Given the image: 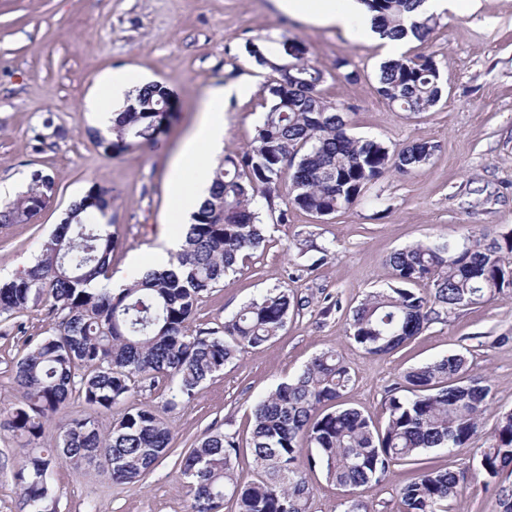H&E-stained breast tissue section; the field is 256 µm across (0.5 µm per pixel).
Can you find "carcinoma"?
I'll return each mask as SVG.
<instances>
[{
  "label": "carcinoma",
  "mask_w": 512,
  "mask_h": 512,
  "mask_svg": "<svg viewBox=\"0 0 512 512\" xmlns=\"http://www.w3.org/2000/svg\"><path fill=\"white\" fill-rule=\"evenodd\" d=\"M381 37L423 40L435 17L420 11L424 0H362ZM246 52L278 78L249 147L213 169L210 196L192 215L184 248L171 255L167 272L144 270L124 287L109 288L112 190L92 184L63 222L39 244L34 263L0 284V317H15L43 302L56 311L49 335L28 343L15 363L20 393L5 429L34 445L14 473L25 512H56L47 482L58 464L96 463L115 484L140 480L174 452L173 435L159 414L126 407L104 431L90 417L63 411L81 401L110 412L124 403L138 379L166 384L164 408L193 401L200 387L244 353L259 350L303 306L276 288L244 306L224 330L189 328L202 293L224 282L265 241L262 212L288 223L298 208L319 218L360 201L392 170L409 175L436 150L428 141L392 147L351 137L344 112L325 101V71L295 37H260ZM378 93L403 112H427L442 99L443 79L433 55L403 54L380 64ZM168 88L158 82L118 113L111 136L97 135L107 154L153 146L172 117ZM288 185V199L280 188ZM55 193L53 176L36 170L27 190L0 207V224L34 217ZM393 283L369 293L353 311L349 338L371 356L388 355L426 325L459 307L512 292V235L489 245L467 238L456 246L417 243L387 259ZM426 282L423 295L407 285ZM353 381L334 350L314 357L288 382L278 384L253 410L249 438L215 430L197 439L181 458L179 478L193 495L192 512H219L226 497L237 512H309L319 469L336 486L353 491L384 479L391 466H417L400 490L404 512H445L464 477L423 465L431 448H466L481 427L491 395L489 381L467 376V361L452 354L414 367L388 391L386 420L377 426L360 409L342 403ZM55 425L52 448H39L45 426ZM246 447L256 465L251 483L240 485L235 464ZM479 465L491 477L512 473V412L498 417Z\"/></svg>",
  "instance_id": "cac0c4a2"
}]
</instances>
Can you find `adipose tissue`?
Instances as JSON below:
<instances>
[{
  "label": "adipose tissue",
  "mask_w": 512,
  "mask_h": 512,
  "mask_svg": "<svg viewBox=\"0 0 512 512\" xmlns=\"http://www.w3.org/2000/svg\"><path fill=\"white\" fill-rule=\"evenodd\" d=\"M277 8L310 22L340 28L349 39L360 43L377 41L378 33L372 27L371 16L361 0H274ZM144 76L129 70H113L100 80L96 95L87 99L85 108L96 115V127L108 132L118 112L135 104ZM249 83H237L210 88L202 100L199 113L179 149L170 158L168 180L171 189L172 219L178 230L166 238L164 248L144 259H134L133 268L167 270L170 251L179 249L183 242L181 227L209 196L212 168L224 153V103L233 97L249 96Z\"/></svg>",
  "instance_id": "ef3b65f1"
}]
</instances>
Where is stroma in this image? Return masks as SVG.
<instances>
[{
    "mask_svg": "<svg viewBox=\"0 0 512 512\" xmlns=\"http://www.w3.org/2000/svg\"><path fill=\"white\" fill-rule=\"evenodd\" d=\"M457 4L455 12L437 16L425 42L406 46L410 54L433 55L445 83L436 107L413 114L392 107L377 91L382 44L352 42L339 28L276 9L273 0H0V182L17 181L23 190L30 173L41 170L56 183L52 200L31 220L0 226L1 281L26 267L69 205L94 183L112 191L108 218L118 238L113 274L158 248L172 229L168 160L194 123L205 91L246 76L257 81L253 96L225 103L228 154L246 149L266 110L273 75L245 51L246 42L260 36L285 34L307 46L326 72L321 94L344 108L349 134L396 147L420 140L437 146L414 173H386L373 188L378 203L364 199L322 219L294 209L285 224L264 217V247L201 296L190 326L223 330L242 307L277 287L294 290L306 306L290 314L276 340L227 365L188 405L164 412L163 385L137 381L128 402L164 412L174 455L129 484L113 483L94 467L57 465L47 476L57 512H191L177 455L211 429L246 434L256 402L327 350L338 351L355 373L344 403L379 425L388 389L411 367L459 353L472 376L489 377L492 400L478 435L468 447L434 448L427 458L435 469L465 475V488L449 501L448 512H501L486 489L490 478L478 467L477 450L498 415L512 412V294L440 316L385 356L365 354L347 333L352 308L391 282L385 260L393 251L512 233V0ZM340 56L349 58L358 80L336 71ZM123 67L168 86L177 110L155 147L108 155L89 135L92 116L84 105L100 77ZM306 239L316 248L302 256L296 244ZM56 322L41 303L0 320V419L17 401L12 366L24 340L46 335ZM28 452L24 439L0 433V512H21L13 474ZM411 471L391 466L382 482L351 495L371 512H403L400 489ZM311 482L310 512H344L350 494L318 471Z\"/></svg>",
    "mask_w": 512,
    "mask_h": 512,
    "instance_id": "stroma-1",
    "label": "stroma"
}]
</instances>
